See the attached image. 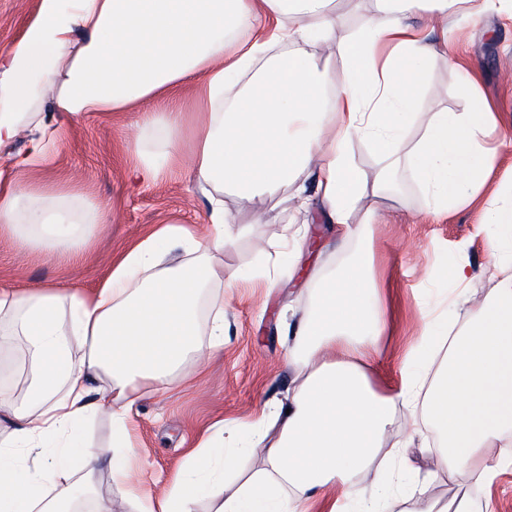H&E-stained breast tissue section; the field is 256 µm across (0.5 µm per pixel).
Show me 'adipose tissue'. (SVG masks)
<instances>
[{
  "instance_id": "obj_1",
  "label": "adipose tissue",
  "mask_w": 512,
  "mask_h": 512,
  "mask_svg": "<svg viewBox=\"0 0 512 512\" xmlns=\"http://www.w3.org/2000/svg\"><path fill=\"white\" fill-rule=\"evenodd\" d=\"M334 0H40L22 37L0 48V227L20 242L70 244L85 224H108L111 212L87 213L73 195L24 185L28 170L57 143L63 127L87 112L140 108L144 124L166 135V150L137 153L136 175L149 179L185 158L196 184L213 187L202 239L164 227L126 251L91 293L0 286V351L23 337L35 365L0 432V512H73L91 495L98 472L119 483L134 451L126 416L138 381L166 385L189 354L224 345L216 311L200 342L198 303L214 275L211 259L232 233L221 190L252 199L294 186L298 210L321 203L342 236L354 234L353 211L372 215L391 201L390 168L371 193L349 145L368 141L384 159L406 160L434 208L463 203L485 186L483 144L496 120L472 93L466 112H432L415 145L406 142L413 104L436 55L433 34L448 17L479 15L487 0H374L357 35L337 42ZM338 54L330 72L319 54ZM196 81L209 118L182 153V114L154 110L173 87ZM244 87L233 99L224 90ZM27 133V150L9 146ZM315 176L314 193L303 177ZM493 230L496 282L473 298L468 262L450 270L448 308L424 331L399 389L381 394L367 368L387 324L372 303L369 234L340 272L314 285L312 312L294 329L289 355L302 365L287 403L264 406L245 452L262 465L236 488L234 467L216 435L204 436L161 496L136 495L138 512H193L203 496L216 512H307L324 499L328 512H494L469 496L448 503L401 488L412 470L405 449L392 465L374 462L397 409L422 411L436 430L437 469L491 486L512 469V192H493L485 212ZM192 244V265L163 266L170 247ZM109 412L113 448L85 438L96 412ZM55 483H47L46 472Z\"/></svg>"
}]
</instances>
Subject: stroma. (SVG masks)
Here are the masks:
<instances>
[{"instance_id":"stroma-1","label":"stroma","mask_w":512,"mask_h":512,"mask_svg":"<svg viewBox=\"0 0 512 512\" xmlns=\"http://www.w3.org/2000/svg\"><path fill=\"white\" fill-rule=\"evenodd\" d=\"M40 0H0V47L18 40L38 13ZM448 38L460 66L457 81H449L443 56H436L421 86L416 120L409 131L417 139L430 112L448 108L465 111L464 87L475 84L488 101L499 125L512 128V21L489 8L481 19L456 13L448 19ZM135 110L90 112L67 127L50 150L46 163L31 168L30 182L76 192L83 204L112 212L111 223L91 225L78 253L34 248L0 233V282L23 288L52 286L65 291L79 286L90 291L108 274L112 262L155 230L183 226L202 236L208 195L190 179L182 164L156 178L136 179L131 145L157 153L165 136L139 123ZM495 153L485 188L470 203L433 211L423 189L407 167L394 175V199L374 217L373 277L387 331L380 354L369 368L379 390L393 391L402 365L416 348L424 316L444 308L448 270L467 261L475 275L472 294L480 296L493 282L482 269L490 260L483 208L491 193L512 178V143L490 139ZM292 188L252 200L227 196L226 204L240 235L220 255L223 279L209 283L206 298L224 300V347L207 364L186 360L167 389L142 383L129 421L136 454L129 466L130 481L119 484L108 473L98 475L95 492L83 502L84 512L111 504L112 512H135L133 490L146 487L161 494L187 460L200 438L216 423L224 425V444L239 446L240 427L267 403L287 402L292 394L295 364L288 360L286 325L312 310L314 272L337 274L354 252L357 241L339 242L320 205L295 214ZM263 210L255 223V210ZM307 223L311 241L301 260L281 258L267 267L266 255L277 254L279 237L287 225ZM234 287H226V279ZM420 437L409 455L416 469L410 482L424 496L448 502L469 490L461 477L435 471L436 441L431 427L420 423ZM473 490V489H470ZM475 496L492 497L498 512H512V473L501 475Z\"/></svg>"}]
</instances>
